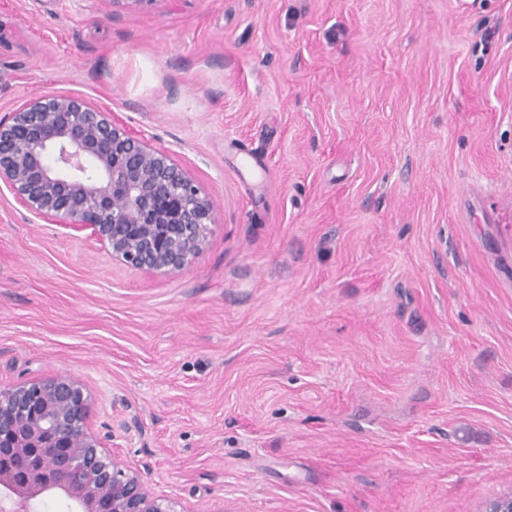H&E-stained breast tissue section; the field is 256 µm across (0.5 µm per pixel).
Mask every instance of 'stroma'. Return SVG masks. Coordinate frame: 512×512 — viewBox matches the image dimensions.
Here are the masks:
<instances>
[{"mask_svg":"<svg viewBox=\"0 0 512 512\" xmlns=\"http://www.w3.org/2000/svg\"><path fill=\"white\" fill-rule=\"evenodd\" d=\"M51 92L216 227L157 275L0 191V386L80 379L186 512L512 493V0H0V118Z\"/></svg>","mask_w":512,"mask_h":512,"instance_id":"stroma-1","label":"stroma"}]
</instances>
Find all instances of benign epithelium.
I'll return each mask as SVG.
<instances>
[{
	"label": "benign epithelium",
	"instance_id": "7a95c632",
	"mask_svg": "<svg viewBox=\"0 0 512 512\" xmlns=\"http://www.w3.org/2000/svg\"><path fill=\"white\" fill-rule=\"evenodd\" d=\"M0 184L38 220L88 230L113 261L161 275L191 263L216 225L168 152L72 94L33 97L0 119ZM112 441L91 429L75 377L0 387V512H40L60 493L67 512H186L106 452Z\"/></svg>",
	"mask_w": 512,
	"mask_h": 512
}]
</instances>
